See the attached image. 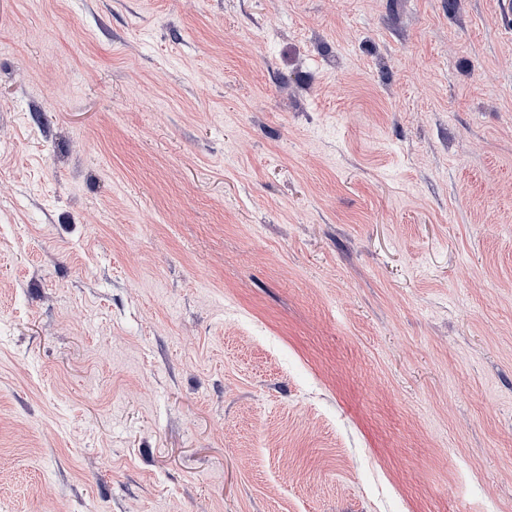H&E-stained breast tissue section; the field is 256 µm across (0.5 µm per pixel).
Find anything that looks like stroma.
<instances>
[{
	"mask_svg": "<svg viewBox=\"0 0 512 512\" xmlns=\"http://www.w3.org/2000/svg\"><path fill=\"white\" fill-rule=\"evenodd\" d=\"M0 512H512V16L0 0Z\"/></svg>",
	"mask_w": 512,
	"mask_h": 512,
	"instance_id": "1",
	"label": "stroma"
}]
</instances>
